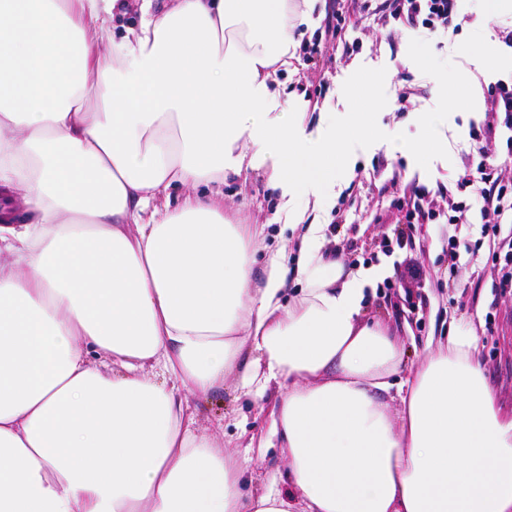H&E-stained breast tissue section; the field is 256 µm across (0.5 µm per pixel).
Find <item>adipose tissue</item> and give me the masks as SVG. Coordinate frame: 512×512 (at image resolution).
Returning <instances> with one entry per match:
<instances>
[{"mask_svg": "<svg viewBox=\"0 0 512 512\" xmlns=\"http://www.w3.org/2000/svg\"><path fill=\"white\" fill-rule=\"evenodd\" d=\"M118 4L0 0V512H512V415L472 325L407 366L364 316L371 269L309 219L366 137L423 156L433 119L414 142L329 103L306 125L278 72L316 0H141L103 37ZM250 172L280 191L294 266L257 263L261 228L224 209ZM241 363L242 394L276 398L228 452L187 397ZM258 447L287 490L243 493ZM129 4L125 10L116 13L111 23V35L115 38L122 36L126 29L137 28L140 22V13L138 11L136 0L127 1Z\"/></svg>", "mask_w": 512, "mask_h": 512, "instance_id": "adipose-tissue-1", "label": "adipose tissue"}]
</instances>
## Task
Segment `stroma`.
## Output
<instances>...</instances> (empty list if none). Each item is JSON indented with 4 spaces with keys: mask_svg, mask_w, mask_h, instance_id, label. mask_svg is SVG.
I'll return each mask as SVG.
<instances>
[{
    "mask_svg": "<svg viewBox=\"0 0 512 512\" xmlns=\"http://www.w3.org/2000/svg\"><path fill=\"white\" fill-rule=\"evenodd\" d=\"M461 25L443 38L412 41L404 25L393 23L392 40L379 37L376 24L366 22L358 52L326 61L311 55L312 44L323 42L315 30L301 56L312 57L318 77L324 78L323 101L342 112L352 103L345 90L357 79L378 82L377 99L385 110L376 121L398 129L403 138L417 140L420 130L415 114L436 117L446 142L431 150L426 168H419L414 155L392 152L380 141L368 139L355 152L357 176L342 186L334 212L340 223L326 228V247L341 254L354 266L387 262L388 275L368 289V317L394 323L405 341L411 342V357H418L427 339L446 334L451 323L473 324L478 352L489 386L503 411L512 412V292H502L498 283L500 264L490 255L512 226L501 225L498 233L484 231L481 199L468 188H457L456 179L467 164L466 150L482 130L483 121L473 120L465 103L469 94H485L499 82L512 85V70L491 66L490 56L512 59V47L498 34L499 27L512 25V18L484 20L473 9L472 0H457ZM411 90L412 109L398 100V88ZM445 185L451 201L434 199L433 209L447 210L449 202L462 204L465 222L439 219L408 226L394 206L404 190L415 186L433 189ZM224 203L242 205L247 223L264 225V243L277 248L290 240L291 231L274 215L279 191L268 187L264 177L248 174L228 177ZM232 373L222 389L189 399L195 426L223 443L225 450L242 449L251 435L267 425L259 404L242 395Z\"/></svg>",
    "mask_w": 512,
    "mask_h": 512,
    "instance_id": "1",
    "label": "stroma"
}]
</instances>
